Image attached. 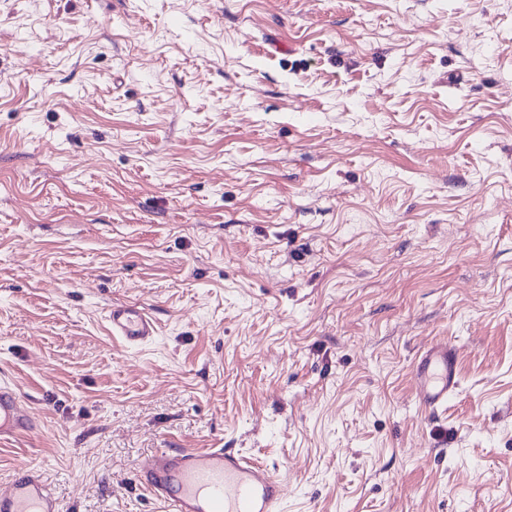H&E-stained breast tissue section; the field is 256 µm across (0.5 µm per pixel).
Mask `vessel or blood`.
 <instances>
[{"instance_id": "b4317fda", "label": "vessel or blood", "mask_w": 512, "mask_h": 512, "mask_svg": "<svg viewBox=\"0 0 512 512\" xmlns=\"http://www.w3.org/2000/svg\"><path fill=\"white\" fill-rule=\"evenodd\" d=\"M107 322L112 336L130 346L156 331L150 315L134 305L111 306ZM414 383L425 409L434 412L447 404L459 385L455 347L447 342L427 347L418 357ZM37 424L32 407L0 378V441L23 437ZM137 474L163 512H283L285 486L277 474L230 448L166 450L142 460ZM0 512H61V506L43 474L23 467L0 491Z\"/></svg>"}]
</instances>
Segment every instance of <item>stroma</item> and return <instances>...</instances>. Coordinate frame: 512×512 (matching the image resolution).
Instances as JSON below:
<instances>
[{"mask_svg":"<svg viewBox=\"0 0 512 512\" xmlns=\"http://www.w3.org/2000/svg\"><path fill=\"white\" fill-rule=\"evenodd\" d=\"M0 372V487L63 512H161L172 448L286 512H512V0H0ZM112 336L129 346H138L155 335V322L150 315L135 305H112L107 313ZM414 383L425 409L435 412L447 404L459 385L455 347L448 342L427 347L418 357ZM38 424L32 407L14 385L0 378V441L24 437ZM137 474L163 512H283L281 479L232 448L162 451ZM0 512H61V506L43 474L22 467L9 488L0 491Z\"/></svg>","mask_w":512,"mask_h":512,"instance_id":"1","label":"stroma"}]
</instances>
